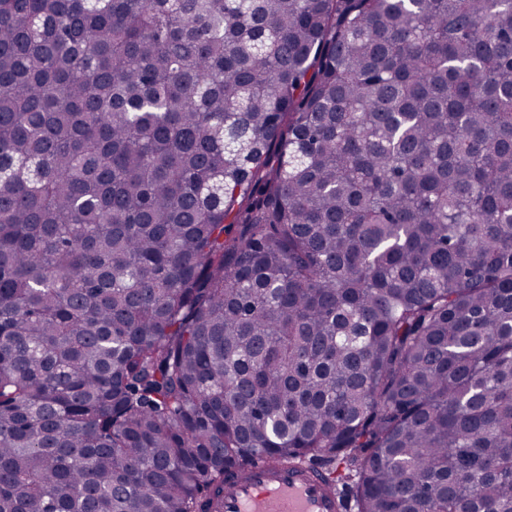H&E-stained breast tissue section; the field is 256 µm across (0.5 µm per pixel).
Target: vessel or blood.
<instances>
[{
    "label": "vessel or blood",
    "mask_w": 512,
    "mask_h": 512,
    "mask_svg": "<svg viewBox=\"0 0 512 512\" xmlns=\"http://www.w3.org/2000/svg\"><path fill=\"white\" fill-rule=\"evenodd\" d=\"M350 507L322 467H273L260 458L243 472L225 477L218 505L220 512H349Z\"/></svg>",
    "instance_id": "vessel-or-blood-1"
}]
</instances>
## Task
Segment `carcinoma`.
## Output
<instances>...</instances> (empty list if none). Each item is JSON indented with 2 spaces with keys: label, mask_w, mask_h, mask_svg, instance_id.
I'll return each instance as SVG.
<instances>
[{
  "label": "carcinoma",
  "mask_w": 512,
  "mask_h": 512,
  "mask_svg": "<svg viewBox=\"0 0 512 512\" xmlns=\"http://www.w3.org/2000/svg\"><path fill=\"white\" fill-rule=\"evenodd\" d=\"M512 512V0H0V512ZM350 501L331 487L322 467L300 463L271 467L255 458L224 478L220 512H347Z\"/></svg>",
  "instance_id": "cac0c4a2"
}]
</instances>
